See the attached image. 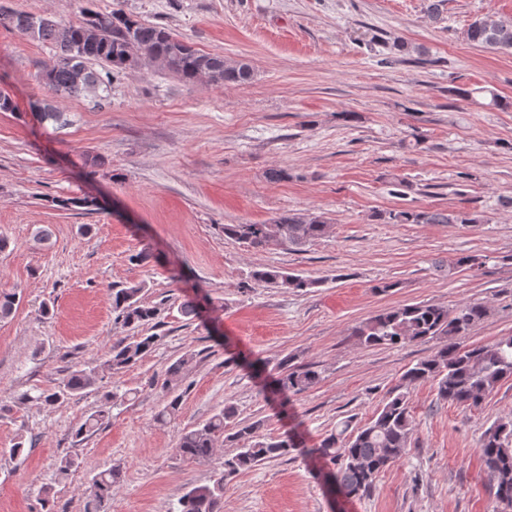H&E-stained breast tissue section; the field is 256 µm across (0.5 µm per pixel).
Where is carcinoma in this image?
Wrapping results in <instances>:
<instances>
[{"label":"carcinoma","instance_id":"cac0c4a2","mask_svg":"<svg viewBox=\"0 0 512 512\" xmlns=\"http://www.w3.org/2000/svg\"><path fill=\"white\" fill-rule=\"evenodd\" d=\"M0 27L14 29L33 39L50 43L55 54L44 63L42 79L55 91L68 95L108 91L109 80L91 70L87 63L99 61L113 71L139 66L148 60L178 75L187 82L207 80L216 84L246 83L252 78L250 66L243 62L228 63L219 54L201 53L166 29L149 25L121 9L102 13L84 9L82 20L62 23L48 16L12 11L0 6ZM469 41L484 48L512 49V26L488 16L474 20L466 30ZM490 96L489 105L505 107L507 102L497 93L484 88L461 89L457 95L472 98ZM394 224H479L478 215L456 210H419L389 212ZM329 224L321 216L283 212L264 224H226L224 234L260 247L275 241L289 250H298L321 238ZM254 277L265 283L303 291L315 281L284 270L257 271ZM140 284L112 290V308L129 326H140L157 315L158 308L141 302ZM487 308L482 303H466L448 309L434 303H418L380 312L356 326L352 335L366 346H397L411 342H428L446 338L438 351L409 367L400 382L389 393L372 419L360 427L345 420L336 431L325 437L314 453L333 465L325 479L347 498L363 497L372 489L378 475L401 460L408 451L412 434L410 391L420 382L434 384L437 397L467 407L479 406L502 381L512 379V336L489 344L463 346L454 341L464 336L484 319ZM158 337L138 336L132 341L120 339L112 345L105 365L119 373L135 364L151 351ZM193 356L186 354L172 363L161 388L165 404L160 416L175 415L181 404L176 383L189 371ZM320 380L312 366L289 368L276 379L280 392L303 393ZM93 370L72 371L53 390H41L19 400L37 401L56 407L93 386ZM110 408L103 406L87 416L75 436L97 431L109 417ZM234 408L224 406L203 425L183 432L177 451L191 461L210 458L215 443L224 437ZM258 421L240 425L231 440L238 442L237 452L224 458V470L211 486L194 487L179 499L177 512H220L224 480L261 462L291 453L295 443L286 436L265 437L259 434ZM479 452L488 477L489 490L504 512L512 509V420H500L487 428L479 440ZM117 471L110 468L95 474L88 490L95 504L94 512H102V504L112 496Z\"/></svg>","mask_w":512,"mask_h":512}]
</instances>
